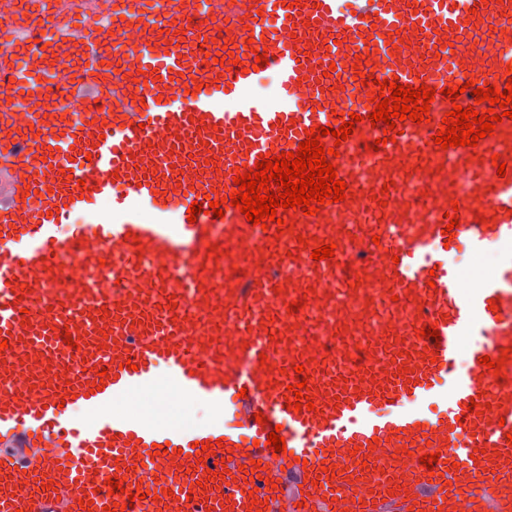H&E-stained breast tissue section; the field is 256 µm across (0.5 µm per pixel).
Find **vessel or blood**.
Returning a JSON list of instances; mask_svg holds the SVG:
<instances>
[{
  "mask_svg": "<svg viewBox=\"0 0 512 512\" xmlns=\"http://www.w3.org/2000/svg\"><path fill=\"white\" fill-rule=\"evenodd\" d=\"M50 25L52 57L37 59L0 15V69L13 75L0 86V512H247L255 500L262 512H506L512 388H484L493 369L479 379L454 365L512 348V256L470 276L448 247L478 260L512 243V120L474 147L431 138L453 105L474 104L467 81L512 78V0H108L98 18ZM218 29L234 66L193 57ZM262 47L283 90L274 101L253 93ZM360 59L439 91L430 122H397L366 160L358 148L376 130ZM51 83L110 107L42 106ZM449 85L458 102L441 95ZM343 112L361 117L350 138L322 141L339 151L345 200L278 211L265 229L225 202L237 172L297 150L307 128L340 127ZM418 156L422 205L351 239L348 220ZM210 193L222 216L189 218ZM73 213L88 221L64 233ZM322 239L337 248L317 261ZM274 267L291 277H270ZM293 300L303 315L271 336L274 306ZM327 316L332 349L315 324ZM430 325L439 338L419 335ZM359 344L360 367L347 358ZM302 381L315 408L295 413L285 397ZM200 403L212 410L203 423L191 416ZM110 476L146 498L108 494Z\"/></svg>",
  "mask_w": 512,
  "mask_h": 512,
  "instance_id": "b4317fda",
  "label": "vessel or blood"
}]
</instances>
